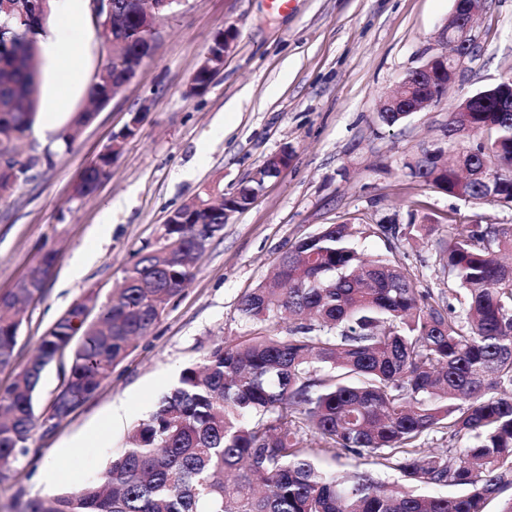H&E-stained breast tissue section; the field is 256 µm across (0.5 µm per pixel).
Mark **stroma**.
I'll return each instance as SVG.
<instances>
[{"label": "stroma", "instance_id": "obj_1", "mask_svg": "<svg viewBox=\"0 0 512 512\" xmlns=\"http://www.w3.org/2000/svg\"><path fill=\"white\" fill-rule=\"evenodd\" d=\"M454 0H182L166 20L152 55L112 99L96 109L72 147L61 133L88 108L87 89L106 55L88 11L56 0L40 43L68 39L81 54V77L59 97L61 79L48 53L39 56L42 83L21 159L39 157L27 182L0 197V295L9 293L45 252H53L43 298L25 306L17 364L35 353L40 337L76 302L105 303L124 272L164 242L165 220L207 188L233 194L269 157L289 150L290 162L245 210L233 213L195 260L186 288L173 297L147 336L101 387L67 419L46 422L49 401L68 360L43 373L34 410L39 424L0 483V512H18L46 495L41 468H60L55 492L93 481L124 448L131 427L176 385L181 370L220 341L254 333L239 302L269 277L295 241L326 224L399 226L397 239L357 240L370 256L389 255L414 275L420 291L447 302L455 284L433 242L449 235V214L463 224L512 225V206L468 204L432 189L409 168L425 150L447 149L448 106L512 73V0H483L464 58L444 103L386 126L385 92L438 50L436 36ZM232 28L235 46L223 70L195 95L187 90L214 34ZM145 117L112 162L110 176L85 197L74 194L81 171L133 114ZM88 262L80 278L71 266ZM125 412L109 416L116 406ZM98 442L79 454L69 445L93 428Z\"/></svg>", "mask_w": 512, "mask_h": 512}]
</instances>
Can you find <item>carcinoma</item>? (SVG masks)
I'll list each match as a JSON object with an SVG mask.
<instances>
[{
	"instance_id": "carcinoma-1",
	"label": "carcinoma",
	"mask_w": 512,
	"mask_h": 512,
	"mask_svg": "<svg viewBox=\"0 0 512 512\" xmlns=\"http://www.w3.org/2000/svg\"><path fill=\"white\" fill-rule=\"evenodd\" d=\"M55 0H9L0 7V196L29 180L32 164L15 155L39 106L33 66ZM124 16L125 42L112 58L105 98L128 81L149 49L156 15L141 0H112ZM478 111H472V108ZM493 101L460 102L449 113L448 149L410 166L422 183L451 196L512 202V112ZM484 134L479 142L469 136ZM110 157L85 168L75 192H93ZM266 179L250 178L232 196L243 211ZM206 190L177 209L182 224L126 269L102 322L84 316L96 296L74 304L41 336L37 354L0 390V481L26 453L37 418L34 399L48 359L66 347L61 386L82 405L112 378L169 301L190 282L196 221L224 224V206ZM396 238L395 224H327L296 241L269 281L243 296L241 312L264 325L284 316L304 321L285 332L263 330L220 342L182 369L157 408L133 426L126 446L98 480L28 499L19 512H486L512 486V226L466 224L439 240L459 287L441 305L416 288L410 270L353 246L358 235ZM54 255L44 254L23 287L0 297V370L14 366L21 321L17 304L43 297ZM81 336L78 344L73 337ZM467 438L460 449L427 454L431 432ZM328 455L335 465L324 467ZM353 456L364 469H340ZM368 465L398 475L378 482ZM456 486L448 497L434 487Z\"/></svg>"
}]
</instances>
